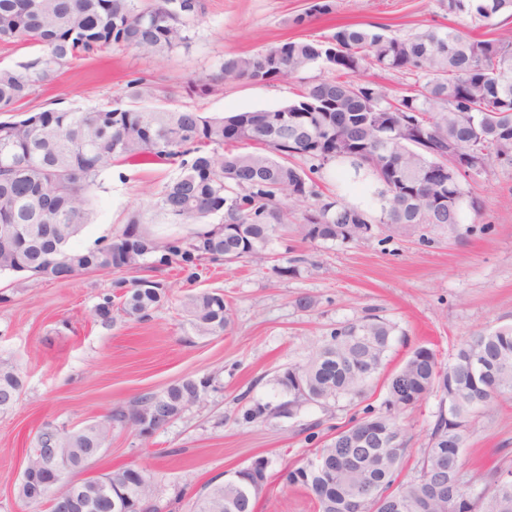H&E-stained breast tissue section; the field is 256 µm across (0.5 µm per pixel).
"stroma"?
Segmentation results:
<instances>
[{"label":"stroma","mask_w":512,"mask_h":512,"mask_svg":"<svg viewBox=\"0 0 512 512\" xmlns=\"http://www.w3.org/2000/svg\"><path fill=\"white\" fill-rule=\"evenodd\" d=\"M335 13L307 16L311 0H206V13L189 46L164 55L114 48L74 60L31 99L35 106L89 109L122 96L144 78L171 89V105L208 114L272 109L291 100L294 84L240 79L199 95L188 85L217 73L226 56L247 55L295 39H317L344 24H382L405 38L448 21L439 0H335ZM302 25H293L295 16ZM175 170L166 165L116 164L100 177L96 215L73 242L86 248L119 233L129 211L147 207ZM479 210H465L458 224H424L404 234L374 231L352 242L293 238L273 243V253L301 257L284 278L267 264L212 266L190 284L173 270L154 272L169 290L151 320L115 315L101 324L95 307L112 290L109 274H81L66 282L19 275L0 277V356L14 359L23 378L16 405L0 413V512H46L18 500L16 488L47 422L68 429L106 415L147 392H161L188 376L214 377L207 401L185 410L150 440L135 431L113 432L104 450L73 481L139 467L154 479L161 512H187L213 479L269 458L270 477L255 512H315L311 495L283 488L277 473L313 455L310 430L325 436L360 418L362 409L340 401L331 410L306 407L293 419L235 424L241 396L269 400L278 390L276 370L307 360L330 330L371 309L396 324L385 370L393 372L419 345L448 363L461 339L512 326V165L492 163L471 180ZM202 289L218 290L231 304L223 334L193 335L180 303ZM317 301L296 307L297 297ZM512 471V400L486 407L469 429L464 480L480 492L494 473Z\"/></svg>","instance_id":"stroma-1"}]
</instances>
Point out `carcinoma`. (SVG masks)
Segmentation results:
<instances>
[{
  "instance_id": "1",
  "label": "carcinoma",
  "mask_w": 512,
  "mask_h": 512,
  "mask_svg": "<svg viewBox=\"0 0 512 512\" xmlns=\"http://www.w3.org/2000/svg\"><path fill=\"white\" fill-rule=\"evenodd\" d=\"M450 17H467L475 28L512 18V0H441ZM205 0H0V44H30L39 52L14 66L0 67V275L22 272L45 277L49 253L57 258L51 279L64 282L83 273L176 266L187 282L214 264L249 263L268 254L288 231L310 242H350L372 235L378 224L408 233L419 224H454L445 210L429 209L428 197L466 198L478 209L469 181L486 172L477 163L512 164V31L485 39L471 30L429 27L407 38L373 24L345 25L320 39L299 38L251 55H231L216 74L197 77L191 90L208 94L224 81L294 80L288 103L229 116H205L188 108L145 104L160 95L144 79L130 81L127 102L91 110L23 109L36 88L71 61L114 47L169 54L185 47L203 16ZM336 48V57L325 54ZM327 73L312 77L314 67ZM413 80L388 97L364 79L369 68ZM114 162L130 166L171 164L177 177L152 194L145 209L131 211L124 228L94 247L76 249L72 240L92 221L93 191ZM472 171L443 191L429 189L423 172L437 164ZM336 166L378 185L379 212L327 196L325 171ZM391 171L408 192L392 194L382 176ZM301 208V223L288 220ZM193 224L184 234L161 235L154 218ZM212 216L218 223L208 222ZM160 281L117 278L112 293L96 306L102 324L116 310L145 322L162 301ZM196 336L219 335L230 323L224 294L202 290L181 302ZM396 325L374 314L336 327L302 365L273 376L285 399L273 404L240 398L236 421L293 418L302 407L328 408L341 399L364 402L385 366ZM481 361L478 368L475 363ZM304 378L303 390L293 373ZM381 409L364 411L350 426L317 441L313 457L280 474L284 488L314 496L317 512H512V471L500 473L472 495L461 480L470 421L480 407L512 398V327L463 340L448 366L424 346L415 348L384 381ZM213 389L209 376L186 377L160 393L148 392L117 405L100 420L77 429L44 424L36 433L27 465L38 469L42 449L52 448L71 471L83 468L112 433L128 426L140 409L173 402L187 409ZM22 391L17 364L0 357V411ZM439 397L426 447L412 471L402 474L410 452L399 423L405 411ZM125 468L75 482L70 492L88 512H117L101 493L107 482L123 500ZM268 478L256 491L212 481L194 497L189 512H254ZM25 504L49 503L56 490L20 483Z\"/></svg>"
}]
</instances>
